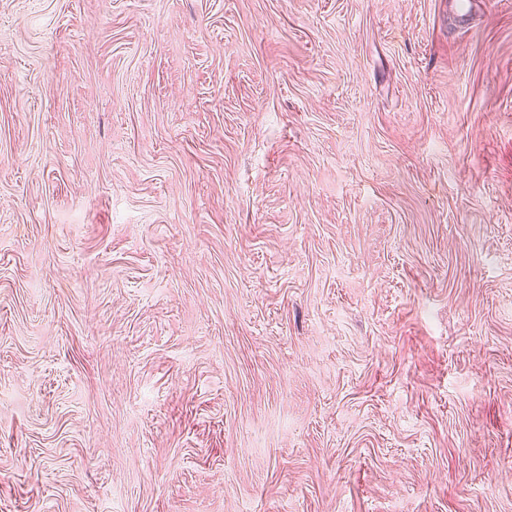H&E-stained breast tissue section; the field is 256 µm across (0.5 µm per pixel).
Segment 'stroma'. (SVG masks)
<instances>
[{"label": "stroma", "instance_id": "obj_1", "mask_svg": "<svg viewBox=\"0 0 512 512\" xmlns=\"http://www.w3.org/2000/svg\"><path fill=\"white\" fill-rule=\"evenodd\" d=\"M0 512H512V0H0Z\"/></svg>", "mask_w": 512, "mask_h": 512}]
</instances>
